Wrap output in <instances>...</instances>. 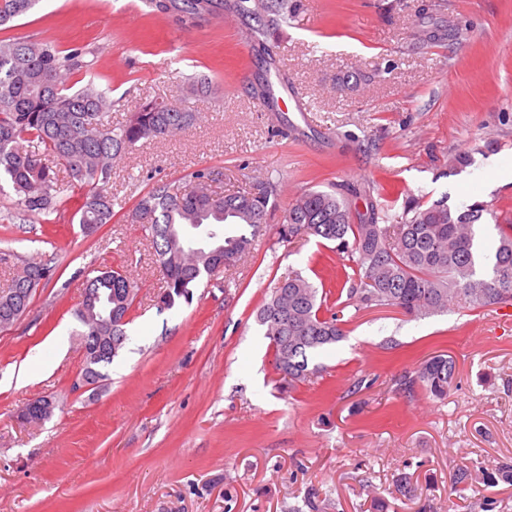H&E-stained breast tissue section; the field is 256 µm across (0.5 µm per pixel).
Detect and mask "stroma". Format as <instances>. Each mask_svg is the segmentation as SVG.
<instances>
[{
  "instance_id": "35a3bbf8",
  "label": "stroma",
  "mask_w": 512,
  "mask_h": 512,
  "mask_svg": "<svg viewBox=\"0 0 512 512\" xmlns=\"http://www.w3.org/2000/svg\"><path fill=\"white\" fill-rule=\"evenodd\" d=\"M455 37L424 42L421 14ZM238 0L185 15L144 0H39L4 38L97 49V84L114 125L146 99L197 115L177 137L143 141L112 168L115 215L78 224L0 223V250L50 260L23 316L0 328V512H512V305L410 316L366 309L314 358L321 374L278 382L256 315L278 279L298 272L342 288L333 244L256 237L249 254L158 311L163 276L143 225L124 214L160 178L190 190L210 168L217 196L277 187L272 223L308 190L341 194L353 223L372 204L391 218L447 199L485 211L483 241L512 218V0H288L285 19L256 34ZM283 86L274 108L257 90ZM206 91L189 93L192 83ZM136 286L127 339L99 386L78 390L75 311L93 271ZM451 356L446 399L400 389L423 360ZM28 365L32 374L20 378ZM54 396L41 424L19 411ZM473 478L457 482L459 467ZM411 494L396 496L400 480Z\"/></svg>"
}]
</instances>
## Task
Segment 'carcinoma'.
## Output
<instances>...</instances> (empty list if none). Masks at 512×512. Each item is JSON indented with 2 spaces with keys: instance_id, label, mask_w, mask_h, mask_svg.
I'll list each match as a JSON object with an SVG mask.
<instances>
[{
  "instance_id": "carcinoma-1",
  "label": "carcinoma",
  "mask_w": 512,
  "mask_h": 512,
  "mask_svg": "<svg viewBox=\"0 0 512 512\" xmlns=\"http://www.w3.org/2000/svg\"><path fill=\"white\" fill-rule=\"evenodd\" d=\"M209 0H167L165 8L195 15ZM37 0H0V26L31 11ZM84 47L60 49L52 42L0 39V200L9 201L4 218L34 217L44 224L65 223L66 192H87L74 217L86 234L112 222V165L142 140H164L186 129L195 114L164 101L139 103L126 124L105 120L112 102L98 88L95 60ZM79 77L82 86L74 88ZM194 189L182 192L156 180L128 213L149 231L164 279L160 302L168 309L190 300L192 289L249 253L252 238L269 226L273 188L214 198V173H192ZM484 206L459 212L447 199L416 206L395 224H380L374 212L367 224H354L336 195L308 191L292 202L279 238L312 235L335 244L355 276L339 308L395 307L407 315L443 313L456 301L476 307L512 305V220L497 225L498 239L483 252L477 226ZM20 261L8 288L0 291V325L17 321L34 291L53 275L48 261L26 262L12 251L0 264ZM135 286L121 270L97 271L86 278L79 347L83 372L106 380L104 369L124 346L125 326L135 301ZM328 292L299 273L279 279L258 311L257 321L274 351L275 368L290 386L320 373L310 365L319 352L341 341L342 320L326 313ZM455 363L440 354L420 362L414 374L399 379L401 389L419 388L448 396Z\"/></svg>"
}]
</instances>
